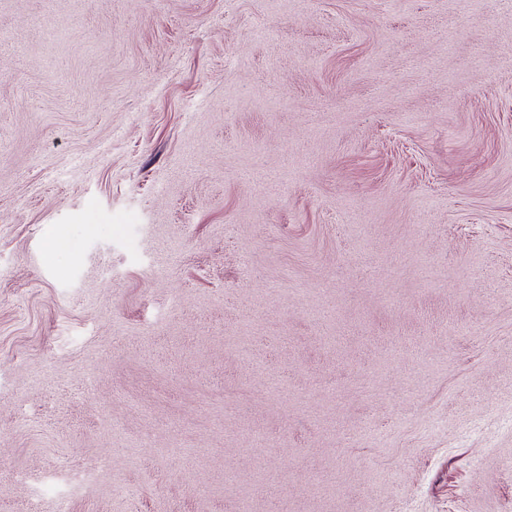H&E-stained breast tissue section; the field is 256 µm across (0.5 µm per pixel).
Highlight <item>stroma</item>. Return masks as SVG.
Listing matches in <instances>:
<instances>
[{
	"label": "stroma",
	"instance_id": "stroma-1",
	"mask_svg": "<svg viewBox=\"0 0 512 512\" xmlns=\"http://www.w3.org/2000/svg\"><path fill=\"white\" fill-rule=\"evenodd\" d=\"M0 512H512V0H0Z\"/></svg>",
	"mask_w": 512,
	"mask_h": 512
}]
</instances>
